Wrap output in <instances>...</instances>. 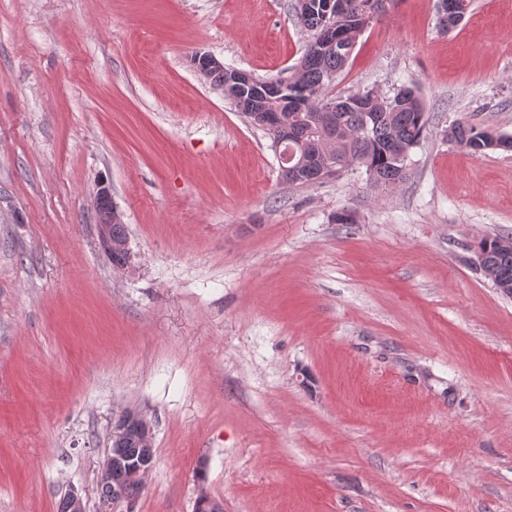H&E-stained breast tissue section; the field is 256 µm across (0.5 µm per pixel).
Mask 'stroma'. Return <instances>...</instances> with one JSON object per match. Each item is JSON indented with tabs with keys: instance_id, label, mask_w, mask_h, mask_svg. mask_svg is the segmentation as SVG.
Masks as SVG:
<instances>
[{
	"instance_id": "1",
	"label": "stroma",
	"mask_w": 512,
	"mask_h": 512,
	"mask_svg": "<svg viewBox=\"0 0 512 512\" xmlns=\"http://www.w3.org/2000/svg\"><path fill=\"white\" fill-rule=\"evenodd\" d=\"M295 0H0V512H97L116 419L154 466L131 512H512V0H387L329 92L415 87L408 177L282 181L191 65L291 74ZM107 186L128 236H98ZM350 210L354 223L336 214ZM489 132L486 129L459 122L450 128L448 136L472 154H485L487 151L501 150L491 148L493 143L489 140ZM491 133L499 138L508 137ZM476 254L485 255H479V260H476L479 267L482 268L485 259L493 281H499L505 288L512 290V238H484L479 242Z\"/></svg>"
}]
</instances>
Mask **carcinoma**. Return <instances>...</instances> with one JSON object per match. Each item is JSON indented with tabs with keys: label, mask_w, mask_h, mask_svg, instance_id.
Segmentation results:
<instances>
[{
	"label": "carcinoma",
	"mask_w": 512,
	"mask_h": 512,
	"mask_svg": "<svg viewBox=\"0 0 512 512\" xmlns=\"http://www.w3.org/2000/svg\"><path fill=\"white\" fill-rule=\"evenodd\" d=\"M324 0H307V5H296L301 26L311 32L300 64L288 77V93L270 97L266 81L256 79L251 85L229 81L224 71L211 68L203 76L224 87L228 97L250 123H256L259 112H286L293 116L298 111L292 101L293 89L303 92L301 119L288 122L295 136L284 143L282 151L294 149L304 160L302 179L296 180L288 170H281V178L288 184L302 186L316 184L346 171L362 167L375 187L389 188L406 180L407 160L420 142L427 125V116L415 89L403 86L393 97L369 90L347 96L331 97L326 89L347 65L351 53L336 52L320 43L330 17L323 9ZM347 15L336 18V33L348 34L358 29V17L366 0H345ZM451 140L472 154L491 150L489 132L461 122L448 132ZM485 255L492 279L512 289V238L487 237L477 247ZM143 442L138 422L124 424L120 436L112 439L113 461L100 479V500L112 499V488L124 484L127 497H132L139 484L126 479V465L143 455Z\"/></svg>",
	"instance_id": "cac0c4a2"
}]
</instances>
